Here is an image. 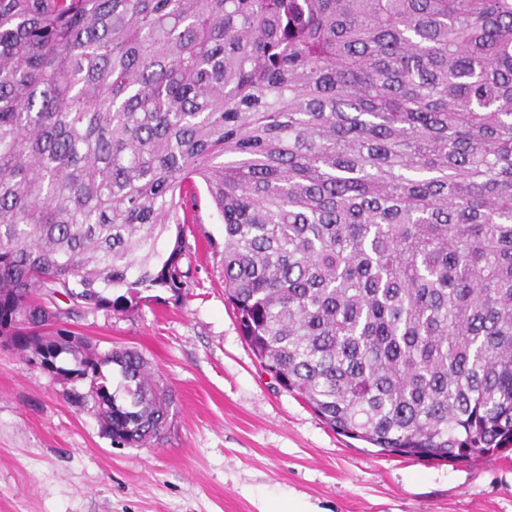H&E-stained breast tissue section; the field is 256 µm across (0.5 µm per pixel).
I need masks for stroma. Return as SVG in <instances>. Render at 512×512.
I'll list each match as a JSON object with an SVG mask.
<instances>
[{
	"instance_id": "35a3bbf8",
	"label": "stroma",
	"mask_w": 512,
	"mask_h": 512,
	"mask_svg": "<svg viewBox=\"0 0 512 512\" xmlns=\"http://www.w3.org/2000/svg\"><path fill=\"white\" fill-rule=\"evenodd\" d=\"M181 265L126 312L71 324L100 353L137 350L171 389L165 435L113 447L87 392L0 349V512H512V454L475 463L378 453L282 389L224 299V224L205 187Z\"/></svg>"
}]
</instances>
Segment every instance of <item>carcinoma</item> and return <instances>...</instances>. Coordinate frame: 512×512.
<instances>
[{
	"instance_id": "1",
	"label": "carcinoma",
	"mask_w": 512,
	"mask_h": 512,
	"mask_svg": "<svg viewBox=\"0 0 512 512\" xmlns=\"http://www.w3.org/2000/svg\"><path fill=\"white\" fill-rule=\"evenodd\" d=\"M198 180L284 389L385 452L512 448V0H0V336L128 447L172 391L65 326L187 288Z\"/></svg>"
}]
</instances>
